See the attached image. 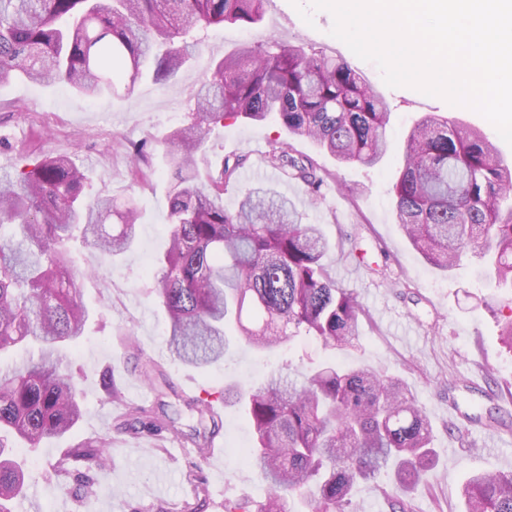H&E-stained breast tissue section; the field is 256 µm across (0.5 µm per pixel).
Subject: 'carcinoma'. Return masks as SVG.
Wrapping results in <instances>:
<instances>
[{"label":"carcinoma","mask_w":512,"mask_h":512,"mask_svg":"<svg viewBox=\"0 0 512 512\" xmlns=\"http://www.w3.org/2000/svg\"><path fill=\"white\" fill-rule=\"evenodd\" d=\"M269 0H0V84L17 77L60 82L86 98L124 83L134 93L144 73L165 83L193 57L195 33L214 25L251 27ZM190 120L169 136V245L157 261L154 292L168 315L173 358L204 369L224 360L226 324L249 345L273 349L300 336L346 347L359 336L363 307L328 274L330 243L302 222L295 203L270 188L241 191L224 207L241 157L201 173L196 155L226 119L275 115L288 136L313 140L344 165L376 166L388 149L390 107L345 60L270 37L245 42L207 66ZM150 141L127 148L131 180L150 181ZM290 144L271 145L268 162L319 195L329 174ZM87 177L66 155L28 146L0 170V354L27 344L36 354L0 365V512L24 491L27 467L17 443L34 450L80 420L84 396L66 370V347L84 333L82 272L69 242L75 232L104 256L137 237L132 197L85 202ZM512 169L480 132L450 118H424L409 133L405 166L393 186L394 211L410 244L448 270L471 251L495 289L512 290ZM116 219L112 232L103 229ZM255 445L246 462L268 483L265 499L224 501V512H350L354 489L394 464L380 489L392 512H413L409 493L435 466L430 420L396 382L367 368L333 364L287 378L272 373L246 393ZM202 428L129 407L119 434L166 431L202 451L223 426L214 393L191 401ZM108 438L83 441L58 461L66 474L106 465ZM464 512H512V472H478L462 489Z\"/></svg>","instance_id":"1"}]
</instances>
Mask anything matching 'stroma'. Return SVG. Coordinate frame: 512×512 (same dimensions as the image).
Listing matches in <instances>:
<instances>
[{
	"label": "stroma",
	"instance_id": "35a3bbf8",
	"mask_svg": "<svg viewBox=\"0 0 512 512\" xmlns=\"http://www.w3.org/2000/svg\"><path fill=\"white\" fill-rule=\"evenodd\" d=\"M309 4L270 0L263 21L251 28L198 32L196 56L176 79L158 84L143 76L129 97L105 94L88 100L66 84L23 78L0 85V167L17 161L19 148L33 142L43 151L72 157L85 170L87 199L131 195L139 209L136 241L120 257H103L78 239L72 243L91 309L81 342L68 354L84 393V412L70 433L42 442L29 456L28 487L15 500V512H141L150 505L169 506L187 498L192 473L208 493L201 512H224L228 499L263 501L265 482L245 462L253 445L250 421L234 392L280 369L303 371L325 362L368 367L398 379L430 419L437 460L410 495L416 512H463L460 488L470 472H512V429L492 430L466 420L494 406L512 412V351L500 339L501 324L512 316V296L500 295L494 310L485 309L492 290L477 278L478 260L472 253L463 254L445 273L427 264L404 237L390 194L404 168L405 140L423 116H445L462 129L482 131L510 165L512 146L469 108L411 88L388 87L376 64L361 60L331 36L330 12L313 11L312 24L304 23L298 9ZM271 36L346 59L389 103L386 155L372 168L342 166L311 140L290 139L294 155L315 159L329 173L316 198L301 182L267 164L271 144L287 137L274 120L225 121L211 133L202 157L245 160L237 182L224 192L226 206L238 201L241 189L257 185L292 198L304 223L320 225L331 244L325 258L329 274L355 292L367 316L358 340L348 347L330 349L312 338L273 350L241 342L223 362L201 370L170 355L167 315L153 292L155 260L169 242L168 184L158 174L147 186L133 184L123 144L148 137L158 151H166L168 135L189 119L192 95L206 78L208 61L241 41ZM150 362L159 365L170 387L162 398L150 393L142 405L164 406L183 430L198 425L187 397L204 386L224 392L218 402L224 419L219 447L204 456L194 448L173 456L169 450L176 440L125 436L113 442L112 464L94 472L92 487L60 474L55 463L65 449L108 432ZM450 380H471L478 388L452 394L446 386ZM112 385L119 388V398L109 394Z\"/></svg>",
	"mask_w": 512,
	"mask_h": 512
}]
</instances>
